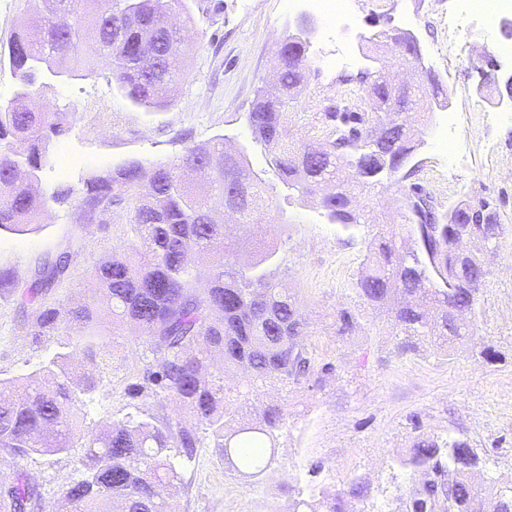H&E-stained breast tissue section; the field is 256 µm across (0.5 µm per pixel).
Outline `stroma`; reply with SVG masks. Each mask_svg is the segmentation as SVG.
<instances>
[{"mask_svg": "<svg viewBox=\"0 0 512 512\" xmlns=\"http://www.w3.org/2000/svg\"><path fill=\"white\" fill-rule=\"evenodd\" d=\"M354 25L329 29L318 19L309 55L347 48L357 59L333 74L311 66L304 109L322 124L339 104L344 82L373 67L361 37L375 27L408 28L420 38L424 64L448 101L412 116L417 168L412 182L445 208L462 199L493 200L503 234L485 261L489 275L466 343L451 347L404 336L386 311L373 308L353 288L374 237L401 221L403 188L392 184L354 191L368 223L343 228L324 218L317 203L300 200L284 186L258 143L246 115L255 91L276 70L280 41L295 33L302 11L288 0H193L191 16H176L194 44L184 75L163 108L133 105L115 86L107 59L75 64L70 76L46 80L37 97L63 113L66 133L55 138L51 164L38 174L41 189L62 183L81 187L93 175H108L131 160L168 163L184 147L226 137L248 146L249 162L260 171L271 200L268 213L229 231L250 249L257 239L275 240L280 261L276 278L298 289L308 320V347L316 372L300 385L269 382L237 400L250 417L265 407L280 409L283 425L275 440V461L263 480L246 481L224 463V451L203 446L180 464L174 499L178 512H288L293 500L341 492L344 512H406L420 475L400 465L418 436L467 439L479 458L477 478L512 483V119L491 101L499 92L488 82L492 65L512 69L504 14L474 17L470 32L448 30V0H351ZM127 206L88 209L81 199L48 201L39 226L19 232L0 229V269L14 285L0 288V379L23 380L57 352L69 350L71 370H83V351L64 326L35 334L31 310L20 303L47 258L67 255L65 278L43 303L61 307L91 300L92 269L127 237ZM356 314L352 335L336 333L340 309ZM489 347L497 360L472 358L469 348ZM98 388L85 402L83 426L102 428L120 421L153 358L145 338L124 330L107 341ZM84 450L19 457L0 450V485L25 472L41 492L40 512H69L67 483L83 471ZM360 487L350 495L351 487Z\"/></svg>", "mask_w": 512, "mask_h": 512, "instance_id": "stroma-1", "label": "stroma"}]
</instances>
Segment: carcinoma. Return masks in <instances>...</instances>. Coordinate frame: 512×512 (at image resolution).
<instances>
[{
    "instance_id": "1",
    "label": "carcinoma",
    "mask_w": 512,
    "mask_h": 512,
    "mask_svg": "<svg viewBox=\"0 0 512 512\" xmlns=\"http://www.w3.org/2000/svg\"><path fill=\"white\" fill-rule=\"evenodd\" d=\"M34 16L6 47L16 95L0 103V229L18 230L39 223L46 198L38 182L19 177L50 163L53 138L66 131L63 116L27 104L38 94L37 74L71 75L67 62L91 49L112 61L111 78L132 103L150 108L170 104L185 45L179 29L156 26L159 17L190 14L189 0H60L72 5L69 23L57 26L50 0H33ZM93 23L84 24L86 17ZM310 44L301 35L279 44L277 83L257 88L247 122L283 184L302 198H313L330 224L365 223L352 206V187L373 189L406 180L417 141L407 118L383 134L379 125L399 111L389 79L381 71L359 78L364 107L326 113L327 130L294 142L290 133L301 111ZM226 138L189 145L168 164L132 160L108 176H93L81 191L59 185L52 199L65 203L74 194L84 204L107 210L130 195L131 236L112 259L93 268L112 328L132 323L149 341L156 369L146 370L134 396L144 392L161 400L177 398L196 421L180 422L139 404L112 429L87 433L79 425L84 401L79 394L97 389L94 374L73 389L66 369L69 354L58 352L19 388L0 380V449L16 455L63 454L81 442L86 451L84 477L68 483L70 512H175L158 488L180 480L175 457L192 456L209 441L224 449V462L245 477L260 479L271 469L268 452L280 428V410L267 408L245 420L230 404L224 373L242 369L253 390L271 379L300 383L314 371L303 343L308 323L297 290L275 279L279 248L264 243L256 257L239 265V243L227 225L213 219L222 208L252 220L270 208L263 180L251 169L243 147L226 148ZM476 206L484 223L502 228L497 208L487 199H462L443 212L424 189L405 187L401 232L374 240L354 290L374 307L395 302L394 319L406 336H423L443 345L466 335L465 318H474L486 282L483 252L498 243L468 223ZM477 245L461 255L456 241ZM58 257L45 263V276L28 293V302L67 269ZM33 324L52 328L59 311L42 304L32 310ZM103 310L84 304L66 310V328L83 348L91 370L101 358L106 336ZM224 368L210 371L215 358ZM403 464L421 474L412 489L408 512H438L451 500L454 512H474L477 500L488 512H512V487L474 484L479 458L460 438L420 436ZM40 492L23 472L0 493L9 512H34ZM289 512H342L340 497L323 493L312 501L295 500Z\"/></svg>"
}]
</instances>
